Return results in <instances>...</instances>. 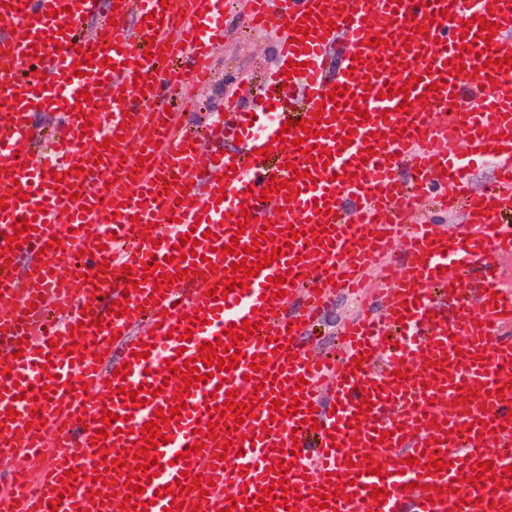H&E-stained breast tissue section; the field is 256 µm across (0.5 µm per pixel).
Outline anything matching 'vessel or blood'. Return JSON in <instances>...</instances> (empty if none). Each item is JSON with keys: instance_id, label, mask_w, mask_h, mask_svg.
I'll return each instance as SVG.
<instances>
[{"instance_id": "vessel-or-blood-1", "label": "vessel or blood", "mask_w": 512, "mask_h": 512, "mask_svg": "<svg viewBox=\"0 0 512 512\" xmlns=\"http://www.w3.org/2000/svg\"><path fill=\"white\" fill-rule=\"evenodd\" d=\"M249 2L259 28L278 34L275 65L260 99L228 101L223 121L201 137L182 133L180 113L166 107L211 83L225 0L0 6V460L26 458L0 474V512H134L142 502L147 512H169L170 494L155 492L181 485L182 512H223L233 496L236 512H251L266 487L275 512H287L283 499L299 512H321L313 504L319 493L337 512H512V338L503 334L512 326V284L496 264L512 256V66L493 64L512 52L504 40L512 0H278L274 11L268 0ZM482 16L496 23L494 37L481 31ZM302 24L311 34L297 45ZM420 26L427 35L417 34ZM153 45L162 54L145 59ZM87 53L90 73L76 76L73 65ZM176 60L183 69H173ZM291 60L301 65L294 75ZM412 75L416 87L400 95ZM335 85L348 86L368 120L350 122L348 107L331 102ZM390 85L397 95L385 96ZM82 90L91 102L77 103ZM292 90L304 97V118L335 112L329 133L308 138L288 128L281 101ZM408 96L413 106L400 111ZM41 110L62 117L42 145L33 125ZM84 112L93 116L87 135ZM300 137L329 150L327 166L308 165L293 145ZM367 147L374 156L362 157ZM264 148L269 156H261ZM481 157L497 161L498 183L471 193L465 169ZM295 169L303 179L262 200L265 186ZM57 173L67 181L60 191ZM346 198L352 208H344ZM432 200L446 210L462 202L464 224L411 223ZM244 211L253 222L243 230ZM24 217L33 221L30 240L10 248L7 238ZM292 227L305 235L291 240ZM261 233L267 240L257 255L280 243L282 257L249 288L212 299L209 289L242 260L220 247L253 246ZM185 236L197 247L182 261L174 246ZM399 238L406 256L397 267L388 255ZM104 261L110 268L102 274ZM157 263L182 275L185 294L173 289L151 302L158 278L143 268ZM371 270L382 289L366 290ZM276 276L282 284H273ZM131 277L138 289H129ZM279 289L284 297H276ZM341 290L357 295L364 313L343 325L337 356L325 358L300 337ZM116 301L127 302L128 315H110ZM87 311L104 318L102 329L83 324ZM255 314L261 322L239 340L236 367L198 368L204 383L172 417L168 443L151 452L158 477L129 494L136 432L180 393L168 366L199 357L201 344ZM177 326L192 328L190 341L172 338ZM75 330L80 339H72ZM117 342L131 364L124 377L96 359ZM257 354L266 362L258 372L251 368ZM356 357L361 365H353ZM268 379L273 389H264ZM326 383L331 407L321 397ZM122 386L149 392L147 404L123 407ZM295 386L303 395L297 408L288 394ZM41 389L46 399H37ZM467 389L474 397L465 403ZM232 392L254 404L253 415L227 412L223 426L209 430ZM366 402L369 413L359 414ZM106 410L117 415V430L99 441ZM311 414L319 429L307 425ZM409 457L415 465L404 466ZM118 458L125 467L109 468ZM441 459L445 470L431 469ZM282 460L290 464L284 474L276 470ZM487 461L503 487L487 477L482 488L470 484L475 464ZM372 464L381 474L368 473ZM73 469L78 479L67 478ZM196 476L212 480L207 495L192 490ZM279 480L284 488H276ZM438 486L442 500L430 503ZM376 487L386 492L379 503Z\"/></svg>"}]
</instances>
